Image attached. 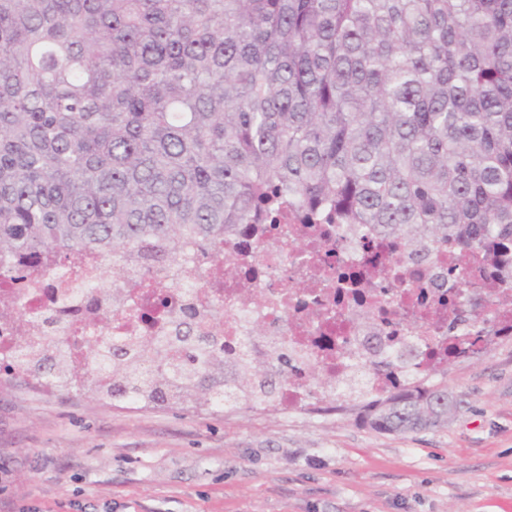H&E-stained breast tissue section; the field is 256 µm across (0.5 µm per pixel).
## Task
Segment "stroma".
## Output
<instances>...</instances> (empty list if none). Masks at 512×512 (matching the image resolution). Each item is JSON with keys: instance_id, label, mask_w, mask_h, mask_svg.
<instances>
[{"instance_id": "35a3bbf8", "label": "stroma", "mask_w": 512, "mask_h": 512, "mask_svg": "<svg viewBox=\"0 0 512 512\" xmlns=\"http://www.w3.org/2000/svg\"><path fill=\"white\" fill-rule=\"evenodd\" d=\"M427 382L463 406L397 435L354 408L129 404L1 371L0 512H512V340Z\"/></svg>"}]
</instances>
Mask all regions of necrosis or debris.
Instances as JSON below:
<instances>
[{
	"label": "necrosis or debris",
	"instance_id": "4bbe7bcc",
	"mask_svg": "<svg viewBox=\"0 0 512 512\" xmlns=\"http://www.w3.org/2000/svg\"><path fill=\"white\" fill-rule=\"evenodd\" d=\"M230 279L205 267L200 241L181 242L153 289L124 296L107 275L108 261L93 258L81 278L35 261L27 288H0V360L10 358L17 332L34 345L68 336L73 323H107L111 336H153L184 305L197 306L201 330L240 346L254 357L290 359L288 383L267 408L292 413L310 400L336 408L388 395L393 384L418 382L449 359L468 360L512 338V261L495 280L461 262L448 273L456 244L436 245L424 256L363 224H305L283 206L262 224H242L224 236ZM471 315L458 323L463 296ZM70 318L51 323L58 307ZM416 352L405 374L371 369L374 361Z\"/></svg>",
	"mask_w": 512,
	"mask_h": 512
}]
</instances>
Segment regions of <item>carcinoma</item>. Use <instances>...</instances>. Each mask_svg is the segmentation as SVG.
Listing matches in <instances>:
<instances>
[{"label":"carcinoma","mask_w":512,"mask_h":512,"mask_svg":"<svg viewBox=\"0 0 512 512\" xmlns=\"http://www.w3.org/2000/svg\"><path fill=\"white\" fill-rule=\"evenodd\" d=\"M408 246L512 251V0H0V277L88 250L174 258L282 203ZM17 357L129 401L262 404L277 382L187 312ZM463 400L405 385L362 421L408 434Z\"/></svg>","instance_id":"1"}]
</instances>
